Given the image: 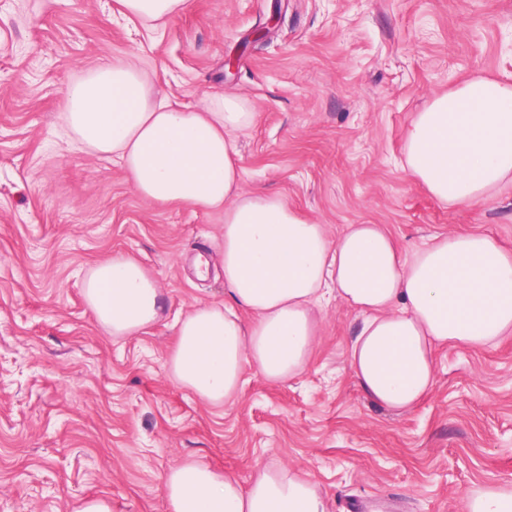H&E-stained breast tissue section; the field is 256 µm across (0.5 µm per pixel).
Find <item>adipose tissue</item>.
I'll list each match as a JSON object with an SVG mask.
<instances>
[{
    "label": "adipose tissue",
    "mask_w": 512,
    "mask_h": 512,
    "mask_svg": "<svg viewBox=\"0 0 512 512\" xmlns=\"http://www.w3.org/2000/svg\"><path fill=\"white\" fill-rule=\"evenodd\" d=\"M119 3L163 25L188 0ZM62 118L91 151L118 157L143 199L223 212L229 301L184 316L169 359L173 378L210 405L233 398L246 369L272 384L302 373L328 292L361 314L348 363L362 390L392 412L431 392L438 347H485L512 335V252L493 236L450 234L407 255L380 225L353 224L333 240L282 197L244 191L236 136L253 114L243 97L213 94L180 107L156 99L134 59H116L68 86ZM403 164L440 203L489 197L512 180V85L479 77L435 96L405 133ZM82 293L115 336L163 317L161 288L129 257L95 265ZM164 494L169 512H329L315 482L267 465L245 489L233 473L186 462L167 473Z\"/></svg>",
    "instance_id": "1"
}]
</instances>
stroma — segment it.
<instances>
[{
	"mask_svg": "<svg viewBox=\"0 0 512 512\" xmlns=\"http://www.w3.org/2000/svg\"><path fill=\"white\" fill-rule=\"evenodd\" d=\"M131 55L157 97L246 98L244 190L280 195L331 237L379 224L407 252L450 233L512 249L511 181L447 206L401 166L404 131L434 94L480 75L512 82V0H191L163 27L117 0H0V512L91 499L168 512L164 478L190 460L245 486L257 465L294 469L331 512H464L467 492L512 484V337L440 348L432 392L399 414L353 378L361 316L336 299L295 379L245 371L220 408L173 380L179 320L224 300V215L144 200L118 159L57 119L70 82ZM114 256L164 294L163 320L133 336L101 328L82 294Z\"/></svg>",
	"mask_w": 512,
	"mask_h": 512,
	"instance_id": "1",
	"label": "stroma"
}]
</instances>
